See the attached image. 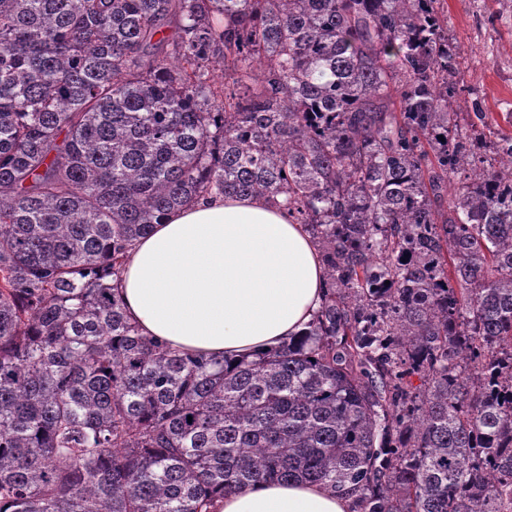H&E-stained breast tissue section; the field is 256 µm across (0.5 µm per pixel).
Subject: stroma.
Returning a JSON list of instances; mask_svg holds the SVG:
<instances>
[{
  "instance_id": "obj_1",
  "label": "stroma",
  "mask_w": 512,
  "mask_h": 512,
  "mask_svg": "<svg viewBox=\"0 0 512 512\" xmlns=\"http://www.w3.org/2000/svg\"><path fill=\"white\" fill-rule=\"evenodd\" d=\"M448 37L462 48L459 106L480 99L493 119L512 112V0H445Z\"/></svg>"
}]
</instances>
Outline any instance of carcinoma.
Segmentation results:
<instances>
[{
  "label": "carcinoma",
  "instance_id": "1",
  "mask_svg": "<svg viewBox=\"0 0 512 512\" xmlns=\"http://www.w3.org/2000/svg\"><path fill=\"white\" fill-rule=\"evenodd\" d=\"M459 57L443 0H0V512L279 481L512 512V130L454 108ZM211 194L284 207L326 270L251 358L141 335L112 286Z\"/></svg>",
  "mask_w": 512,
  "mask_h": 512
}]
</instances>
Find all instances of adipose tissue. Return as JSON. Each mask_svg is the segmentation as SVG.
<instances>
[{
	"label": "adipose tissue",
	"instance_id": "obj_1",
	"mask_svg": "<svg viewBox=\"0 0 512 512\" xmlns=\"http://www.w3.org/2000/svg\"><path fill=\"white\" fill-rule=\"evenodd\" d=\"M325 268L301 225L264 201L215 196L169 214L140 238L118 284L145 336L182 353L263 352L299 335L323 300ZM319 484L264 482L219 512H352Z\"/></svg>",
	"mask_w": 512,
	"mask_h": 512
}]
</instances>
